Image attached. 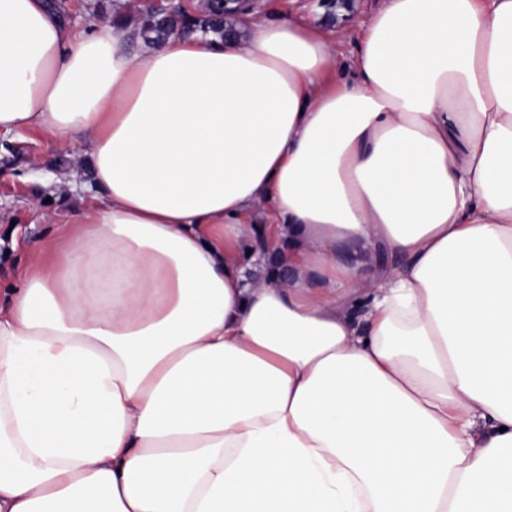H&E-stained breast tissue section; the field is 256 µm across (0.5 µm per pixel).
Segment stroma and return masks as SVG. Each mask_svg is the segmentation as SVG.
Wrapping results in <instances>:
<instances>
[{
	"label": "stroma",
	"mask_w": 512,
	"mask_h": 512,
	"mask_svg": "<svg viewBox=\"0 0 512 512\" xmlns=\"http://www.w3.org/2000/svg\"><path fill=\"white\" fill-rule=\"evenodd\" d=\"M64 22L73 29L113 27L130 46L148 8L158 0H58ZM384 0H257L264 15L290 17L323 31H340L336 46L348 61L364 23ZM99 190L92 177L85 139L65 138L37 127L0 132V289L18 284L37 249L57 240L64 223L81 205L94 203Z\"/></svg>",
	"instance_id": "1"
}]
</instances>
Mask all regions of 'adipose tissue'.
<instances>
[{"label":"adipose tissue","mask_w":512,"mask_h":512,"mask_svg":"<svg viewBox=\"0 0 512 512\" xmlns=\"http://www.w3.org/2000/svg\"><path fill=\"white\" fill-rule=\"evenodd\" d=\"M243 27L0 0V130L102 191L0 309V512H512V0H386L337 79ZM61 5L62 19L75 30L98 31L103 25L113 27L117 33H124V39L133 48H137L141 39L133 36L141 18L148 8L158 6L169 7L157 10L169 11L181 6L195 13L190 0H55ZM137 1H145L143 3ZM162 1V2H158ZM178 1V3H177ZM174 3L176 5H170ZM197 2H194L196 4ZM170 5V6H169ZM253 0H207L199 3H208L215 8L222 9L224 13H210L202 9L198 15H189L182 10L173 11L168 17H161L150 13L142 22L138 30L139 36L145 41L159 42L168 35L180 34L214 35L224 39L225 30L233 27V23L224 14H231L239 18L245 11L252 8Z\"/></svg>","instance_id":"adipose-tissue-1"}]
</instances>
